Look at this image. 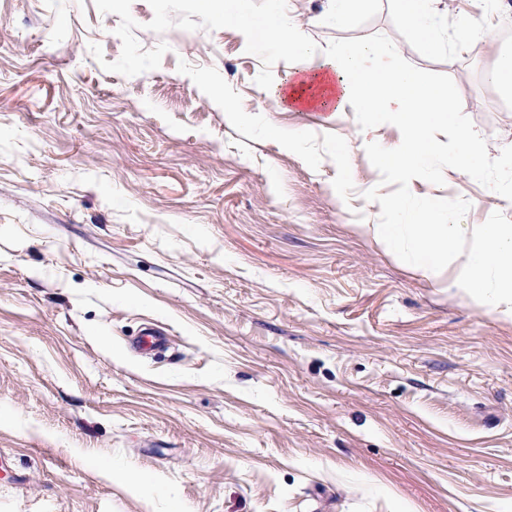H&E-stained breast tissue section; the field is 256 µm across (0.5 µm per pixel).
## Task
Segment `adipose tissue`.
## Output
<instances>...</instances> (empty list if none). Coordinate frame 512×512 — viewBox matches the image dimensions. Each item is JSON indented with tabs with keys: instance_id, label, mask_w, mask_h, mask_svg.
I'll use <instances>...</instances> for the list:
<instances>
[{
	"instance_id": "1",
	"label": "adipose tissue",
	"mask_w": 512,
	"mask_h": 512,
	"mask_svg": "<svg viewBox=\"0 0 512 512\" xmlns=\"http://www.w3.org/2000/svg\"><path fill=\"white\" fill-rule=\"evenodd\" d=\"M399 59L400 51L391 43L343 42L337 45L334 58L312 62L305 82L293 83L290 93L279 91L274 98L280 101L288 96L311 106L332 92L337 102L354 98L364 112L387 113L402 129L399 140L389 145L365 140L361 146L376 153L402 178L414 176L433 154L435 128L447 127L449 139L463 145L459 172L475 174L478 167L467 146L469 138L451 125L453 106L447 90L422 82ZM363 230L384 242L408 232L424 271L453 260L456 287L477 297L487 311L512 319V225L465 224L455 213L437 218L426 211L405 228L367 224Z\"/></svg>"
}]
</instances>
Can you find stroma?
Segmentation results:
<instances>
[{
	"mask_svg": "<svg viewBox=\"0 0 512 512\" xmlns=\"http://www.w3.org/2000/svg\"><path fill=\"white\" fill-rule=\"evenodd\" d=\"M328 2L248 0L244 32L237 0H0V512H512V320L359 230L512 225L484 79L512 10L452 0L424 38ZM344 41L447 89L478 180L444 130L401 179L357 138L396 142L387 114L270 99ZM147 322L166 352L131 350ZM368 2V0H333L328 17L334 20L336 25H342L350 15L364 9ZM268 35L291 49L295 48L298 51L304 49L303 36L289 19L279 16L272 20L268 26Z\"/></svg>",
	"mask_w": 512,
	"mask_h": 512,
	"instance_id": "obj_1",
	"label": "stroma"
}]
</instances>
